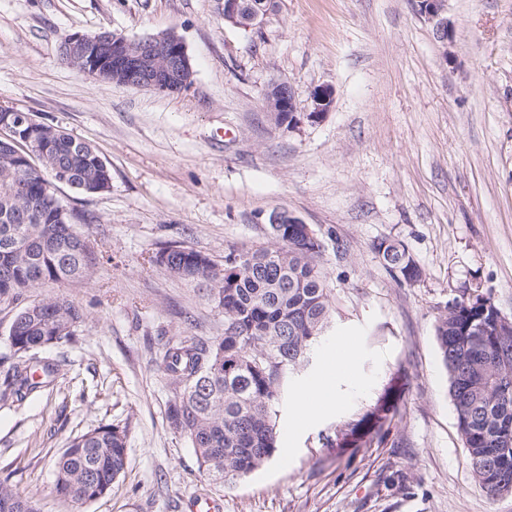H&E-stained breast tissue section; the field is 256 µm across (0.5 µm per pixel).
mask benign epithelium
Instances as JSON below:
<instances>
[{
	"label": "benign epithelium",
	"mask_w": 512,
	"mask_h": 512,
	"mask_svg": "<svg viewBox=\"0 0 512 512\" xmlns=\"http://www.w3.org/2000/svg\"><path fill=\"white\" fill-rule=\"evenodd\" d=\"M419 14L432 25L441 43L443 57H448V44L453 29L446 14V0H417ZM266 17L261 3L246 0H224V23L242 29L261 27ZM67 66L97 81L122 87L138 88L156 93H174L191 84V59L181 36L174 31L139 38L109 39L100 34L76 32L64 40ZM266 110L274 117L280 112H293L294 97L286 82H273L263 94ZM313 108L308 117L320 118L329 111L333 93L322 88L312 94ZM34 115L10 107L0 106V139L16 144L25 152L30 140L24 138L21 128L36 129ZM271 224H297L305 233H311L307 224L286 211H275L269 217Z\"/></svg>",
	"instance_id": "benign-epithelium-1"
}]
</instances>
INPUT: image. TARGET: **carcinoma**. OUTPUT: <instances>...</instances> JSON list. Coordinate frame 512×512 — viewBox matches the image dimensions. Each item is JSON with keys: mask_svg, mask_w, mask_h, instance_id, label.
<instances>
[{"mask_svg": "<svg viewBox=\"0 0 512 512\" xmlns=\"http://www.w3.org/2000/svg\"><path fill=\"white\" fill-rule=\"evenodd\" d=\"M38 144L47 148L35 163L0 145V301L15 303L49 283L90 280L104 259L78 225L91 217L67 208L55 194L56 171L71 183L109 187L105 161L89 142L40 123ZM273 244L230 249L224 260L183 245H170L151 262L204 292L224 313V335L212 342L197 336L168 341L162 359L176 388L167 408L173 429L190 441L199 468L219 484L270 460L277 449L278 406L289 371L308 361L329 325L331 300L320 264L318 234L294 224H270ZM395 275L421 272L407 247L384 239L376 245ZM455 299L436 325L440 356L448 369L459 430L479 486L489 495L512 492V335L486 336L481 325L496 309ZM84 314L63 296H46L18 309L10 337L18 361L6 388L16 400L49 386L61 363L40 353L75 340ZM405 375L398 371L375 403L321 437L341 457L385 435L401 414ZM55 469V492L66 500L107 494L127 468L125 430L112 425L69 441ZM0 512H40L37 503L0 483Z\"/></svg>", "mask_w": 512, "mask_h": 512, "instance_id": "1", "label": "carcinoma"}]
</instances>
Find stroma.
<instances>
[{
  "label": "stroma",
  "mask_w": 512,
  "mask_h": 512,
  "mask_svg": "<svg viewBox=\"0 0 512 512\" xmlns=\"http://www.w3.org/2000/svg\"><path fill=\"white\" fill-rule=\"evenodd\" d=\"M448 47L414 0H277L261 29L225 24L224 0H0V106L86 140L112 171L107 191H58L92 215L84 232L109 255L89 281L45 285L84 321L48 350L63 367L50 388L0 398V482L42 512H512V493L476 482L458 431L437 320L479 288L512 318V0H447ZM129 38L175 31L194 75L174 94L109 85L63 65L71 34ZM294 89L302 121L277 128L263 92ZM334 103L309 120L311 95ZM287 211L324 243L334 311L309 365L292 371L272 459L220 485L200 469L166 412L176 390L161 363L171 337L210 341L224 317L196 289L150 264L182 244L213 259L268 245ZM402 241L421 269L393 277L377 253ZM344 254H337V247ZM350 341L340 404L311 423L298 391L333 369ZM405 370L403 409L383 442L335 457L321 434L369 408ZM126 430L128 464L111 491L57 497L54 463L69 440Z\"/></svg>",
  "instance_id": "stroma-1"
}]
</instances>
